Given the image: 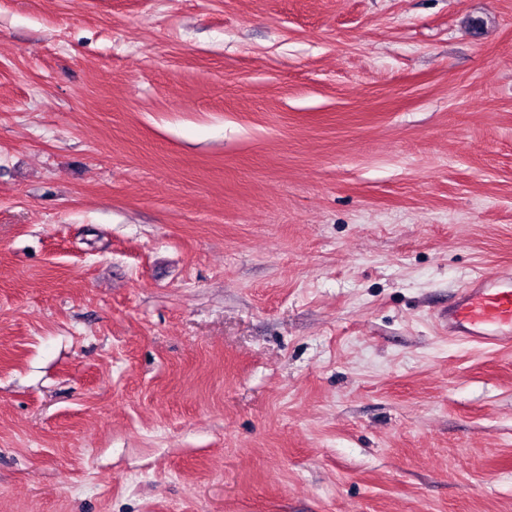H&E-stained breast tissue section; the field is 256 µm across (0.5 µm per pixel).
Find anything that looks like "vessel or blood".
Wrapping results in <instances>:
<instances>
[{
    "mask_svg": "<svg viewBox=\"0 0 512 512\" xmlns=\"http://www.w3.org/2000/svg\"><path fill=\"white\" fill-rule=\"evenodd\" d=\"M449 335L477 344L512 345V271L479 275L439 314Z\"/></svg>",
    "mask_w": 512,
    "mask_h": 512,
    "instance_id": "b4317fda",
    "label": "vessel or blood"
}]
</instances>
